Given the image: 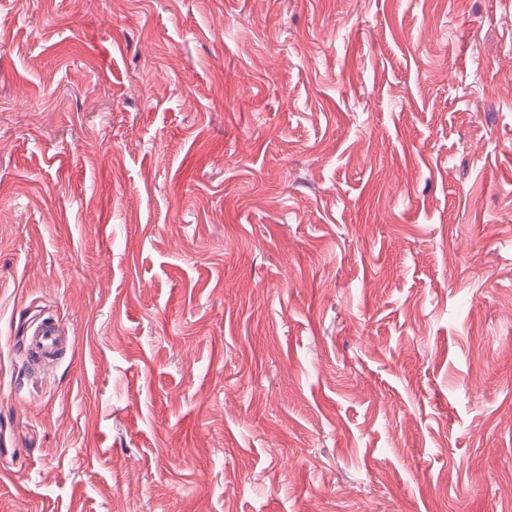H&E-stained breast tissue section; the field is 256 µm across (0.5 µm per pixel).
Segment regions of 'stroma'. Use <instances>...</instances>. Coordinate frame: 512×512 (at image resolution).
Listing matches in <instances>:
<instances>
[{"instance_id": "35a3bbf8", "label": "stroma", "mask_w": 512, "mask_h": 512, "mask_svg": "<svg viewBox=\"0 0 512 512\" xmlns=\"http://www.w3.org/2000/svg\"><path fill=\"white\" fill-rule=\"evenodd\" d=\"M0 512H512V5L0 0ZM26 343V360L32 367L51 361L71 347L72 339L63 336L50 319L38 321Z\"/></svg>"}]
</instances>
